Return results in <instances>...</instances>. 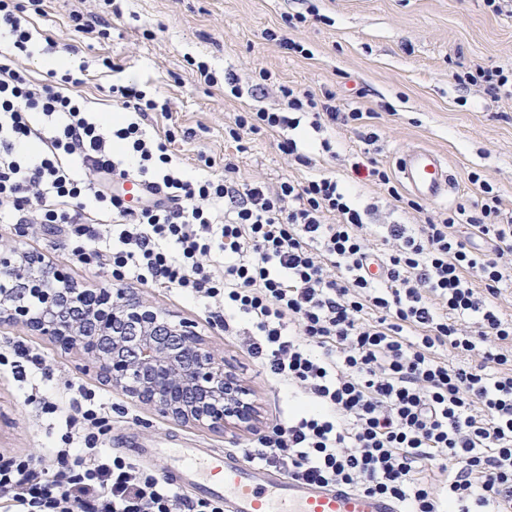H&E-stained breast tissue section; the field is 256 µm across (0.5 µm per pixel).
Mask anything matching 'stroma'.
Returning a JSON list of instances; mask_svg holds the SVG:
<instances>
[{
    "label": "stroma",
    "mask_w": 512,
    "mask_h": 512,
    "mask_svg": "<svg viewBox=\"0 0 512 512\" xmlns=\"http://www.w3.org/2000/svg\"><path fill=\"white\" fill-rule=\"evenodd\" d=\"M121 8L116 19L103 0H45L44 15L32 23L38 31L54 32L59 43L79 46L86 60L111 58L122 66L124 77L156 87L170 99L171 118L155 117L149 131L161 136L177 130L173 151L190 175L221 177L226 157L236 164L240 180L269 186L333 173L375 204L379 222L389 221L392 204L383 191L350 176L349 161L360 148L350 128L311 133L307 167L279 151L278 135L244 134L242 153L224 139L225 126L239 113L281 108L279 85L316 94L330 89L341 107L376 111V158L387 170H394L401 152L430 147L447 157L456 185L452 202L475 194L470 175L477 172L494 182L503 208L512 212V99L463 94L452 78L454 72L478 66L512 70V15L491 13L484 0H123ZM91 9L109 16V37L91 39L74 31L70 12ZM297 11L306 14V23L287 29L284 15ZM269 30L287 33L308 48V55L281 50L266 40ZM192 60L205 63L219 80L232 71L240 94L194 81L188 66ZM263 70L272 72V83L261 84ZM325 137L333 154L321 150ZM201 151L216 158L214 168L197 166ZM0 251L40 255L84 289L111 285L105 272L72 261L57 229L34 234L26 225L0 222ZM138 293L171 319L196 324L205 343L245 387L256 411L255 428L230 424L217 431L162 417L88 371L77 353L64 352L20 325H0V354L11 356L12 346L23 345L31 357L45 361L53 385L104 396L112 424L104 444L119 451L131 441L145 447L173 443L237 451L268 426L287 421V388L266 375L240 337L211 322L203 305L164 288L142 287ZM42 385L35 368H28L22 379L11 365H0V455L37 456L59 443L65 426L41 410L36 393Z\"/></svg>",
    "instance_id": "stroma-1"
}]
</instances>
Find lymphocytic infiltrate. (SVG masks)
<instances>
[{
	"label": "lymphocytic infiltrate",
	"instance_id": "lymphocytic-infiltrate-1",
	"mask_svg": "<svg viewBox=\"0 0 512 512\" xmlns=\"http://www.w3.org/2000/svg\"><path fill=\"white\" fill-rule=\"evenodd\" d=\"M43 4L0 0V218L59 228L77 264L117 286L174 289L244 337L294 401L286 423L244 448L249 461L389 496L401 512H512V318L497 305L512 288V213L497 188L475 174L474 197L427 210L371 159L372 112L286 85L282 108L240 113L225 136L282 133L280 151L307 166L293 136L302 122L352 128L370 157L353 171L422 223H372L374 205L333 176L240 183L228 162L223 178H192L174 133L147 131L154 114H171L168 98L116 79L108 95L125 114L112 120L74 93L89 61L32 79L25 60L56 45L47 33L37 48L30 28ZM455 79L512 97V74L498 66ZM129 175L157 189L135 210L110 189ZM374 261L381 276L366 271ZM41 404L67 431L47 455L0 458V512H224L102 448L108 417L91 394L47 391ZM436 466L440 487L428 479Z\"/></svg>",
	"mask_w": 512,
	"mask_h": 512
}]
</instances>
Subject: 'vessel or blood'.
Wrapping results in <instances>:
<instances>
[{"label": "vessel or blood", "instance_id": "vessel-or-blood-1", "mask_svg": "<svg viewBox=\"0 0 512 512\" xmlns=\"http://www.w3.org/2000/svg\"><path fill=\"white\" fill-rule=\"evenodd\" d=\"M408 193L424 202L447 200L453 191L448 163L420 146L396 160ZM134 457L162 463L166 477L194 495L223 501L225 512H399L388 498L297 482L259 468L237 452L206 448H132Z\"/></svg>", "mask_w": 512, "mask_h": 512}]
</instances>
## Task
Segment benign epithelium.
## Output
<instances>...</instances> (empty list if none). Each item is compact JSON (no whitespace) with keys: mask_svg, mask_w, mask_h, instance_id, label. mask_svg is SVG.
I'll use <instances>...</instances> for the list:
<instances>
[{"mask_svg":"<svg viewBox=\"0 0 512 512\" xmlns=\"http://www.w3.org/2000/svg\"><path fill=\"white\" fill-rule=\"evenodd\" d=\"M0 322H20L65 350H77L86 367L134 401L174 420L221 429L254 417L236 377L206 347L194 325L171 323L130 292L104 291L106 305L72 314L79 289L46 288L39 256L21 260L0 252Z\"/></svg>","mask_w":512,"mask_h":512,"instance_id":"benign-epithelium-1","label":"benign epithelium"}]
</instances>
